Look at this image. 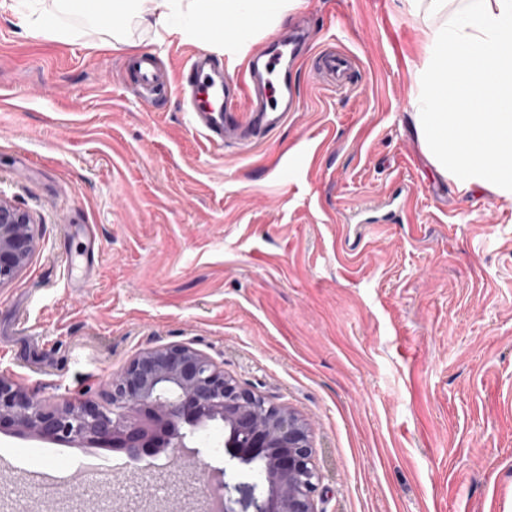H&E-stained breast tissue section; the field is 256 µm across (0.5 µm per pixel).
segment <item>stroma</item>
<instances>
[{
  "label": "stroma",
  "mask_w": 512,
  "mask_h": 512,
  "mask_svg": "<svg viewBox=\"0 0 512 512\" xmlns=\"http://www.w3.org/2000/svg\"><path fill=\"white\" fill-rule=\"evenodd\" d=\"M26 11L0 0V199L40 235L0 286V367L103 405L136 353L187 344L309 423L319 512H512V202L426 160L408 117L424 39L402 0H301L288 21L355 53L357 81L298 73L301 112L245 152L190 124L177 83L199 43L137 35L168 82L146 102L107 28L51 41ZM223 435L209 422L202 456L173 462L2 432L0 512H40L34 475L87 456L104 471L59 512H160L117 497L149 476L205 512Z\"/></svg>",
  "instance_id": "1"
}]
</instances>
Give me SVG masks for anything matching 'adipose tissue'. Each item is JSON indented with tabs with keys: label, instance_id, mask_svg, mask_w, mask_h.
<instances>
[{
	"label": "adipose tissue",
	"instance_id": "adipose-tissue-1",
	"mask_svg": "<svg viewBox=\"0 0 512 512\" xmlns=\"http://www.w3.org/2000/svg\"><path fill=\"white\" fill-rule=\"evenodd\" d=\"M29 25L45 38L70 41L72 21L106 24L112 47L128 45L131 23L157 41L177 36L234 53L241 32L207 37L209 20L255 21L272 30L299 0H53ZM421 17L427 52L413 70L412 126L436 171L462 194L488 192L512 201V0H404Z\"/></svg>",
	"mask_w": 512,
	"mask_h": 512
}]
</instances>
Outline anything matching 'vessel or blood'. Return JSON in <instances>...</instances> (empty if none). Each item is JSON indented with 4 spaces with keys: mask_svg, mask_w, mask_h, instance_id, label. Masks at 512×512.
I'll list each match as a JSON object with an SVG mask.
<instances>
[{
    "mask_svg": "<svg viewBox=\"0 0 512 512\" xmlns=\"http://www.w3.org/2000/svg\"><path fill=\"white\" fill-rule=\"evenodd\" d=\"M307 37L306 31L295 30L277 41L275 48L254 51L242 78L211 88L215 104L208 108L200 105L198 94L208 86L206 71L212 68L213 60L201 52L191 59L189 74L179 89L211 144L251 149L299 111L300 93L293 76L290 71L278 70L277 65L282 55L297 57ZM355 67L352 54L325 48L312 58L309 73L322 86L339 91L348 87ZM130 69L137 91L158 90L160 76L151 55L137 57Z\"/></svg>",
    "mask_w": 512,
    "mask_h": 512,
    "instance_id": "vessel-or-blood-1",
    "label": "vessel or blood"
}]
</instances>
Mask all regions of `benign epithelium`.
<instances>
[{
    "instance_id": "obj_1",
    "label": "benign epithelium",
    "mask_w": 512,
    "mask_h": 512,
    "mask_svg": "<svg viewBox=\"0 0 512 512\" xmlns=\"http://www.w3.org/2000/svg\"><path fill=\"white\" fill-rule=\"evenodd\" d=\"M38 232L26 211L0 202V286L29 259ZM108 402L40 398L0 369V432L47 442L99 443L136 455L176 456L209 422H224L235 475L208 487L221 512H318L320 475L306 423L224 375L187 344L137 353L108 382Z\"/></svg>"
}]
</instances>
